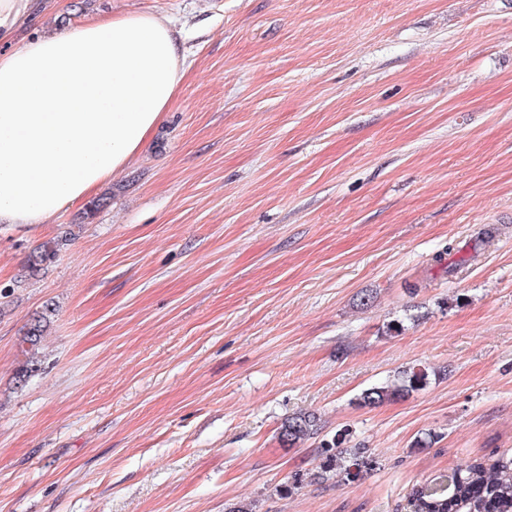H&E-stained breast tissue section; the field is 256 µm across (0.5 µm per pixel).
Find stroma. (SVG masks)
Instances as JSON below:
<instances>
[{"label": "stroma", "mask_w": 512, "mask_h": 512, "mask_svg": "<svg viewBox=\"0 0 512 512\" xmlns=\"http://www.w3.org/2000/svg\"><path fill=\"white\" fill-rule=\"evenodd\" d=\"M134 12L169 17L190 64L162 125L104 208L0 225V512H410L511 453L512 0H52L43 20ZM487 224L463 272L434 265ZM417 365L440 375L357 405ZM299 411L321 436L283 447ZM335 437L366 448L357 477L320 479ZM59 240H50L42 243L35 251H33L28 258L27 268L32 275L38 274L41 270L45 269L50 264L59 249ZM53 309H46V312L35 314L26 325V330L22 339V353L26 360L19 372V380H26L31 373L38 369L39 349L42 344L45 332L50 325V314ZM49 313V315H48Z\"/></svg>", "instance_id": "35a3bbf8"}]
</instances>
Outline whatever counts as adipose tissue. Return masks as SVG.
Returning a JSON list of instances; mask_svg holds the SVG:
<instances>
[{
  "mask_svg": "<svg viewBox=\"0 0 512 512\" xmlns=\"http://www.w3.org/2000/svg\"><path fill=\"white\" fill-rule=\"evenodd\" d=\"M0 0V224H46L130 165L188 64L167 17L112 16L32 34Z\"/></svg>",
  "mask_w": 512,
  "mask_h": 512,
  "instance_id": "1",
  "label": "adipose tissue"
}]
</instances>
